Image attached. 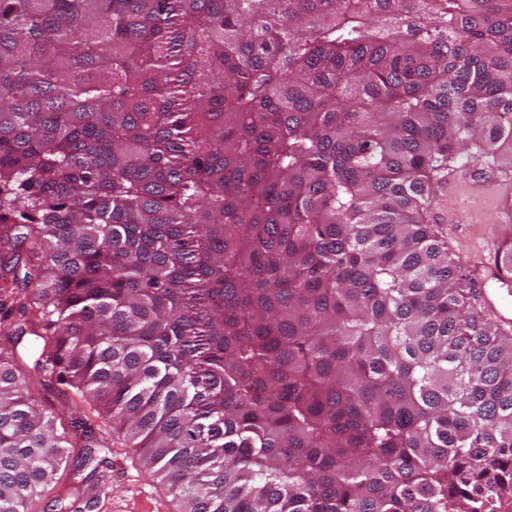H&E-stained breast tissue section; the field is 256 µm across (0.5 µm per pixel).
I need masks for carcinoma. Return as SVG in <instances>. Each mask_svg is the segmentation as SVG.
Returning <instances> with one entry per match:
<instances>
[{
    "mask_svg": "<svg viewBox=\"0 0 512 512\" xmlns=\"http://www.w3.org/2000/svg\"><path fill=\"white\" fill-rule=\"evenodd\" d=\"M462 156L512 169V0H0V512L64 460L26 331L178 512H493L512 338L425 221ZM17 254L18 253H15V256H13V251L11 249H7V246H0V287L4 285V281H8L11 284L14 274L18 275L17 277L19 280L23 277L25 271V255L24 252H22L21 259L18 264H15L17 261L16 259L18 258ZM16 364L21 373L26 377L34 396L43 400L42 388L37 384V370L34 367L35 357L31 353L32 340L29 335L23 336L16 344Z\"/></svg>",
    "mask_w": 512,
    "mask_h": 512,
    "instance_id": "cac0c4a2",
    "label": "carcinoma"
}]
</instances>
